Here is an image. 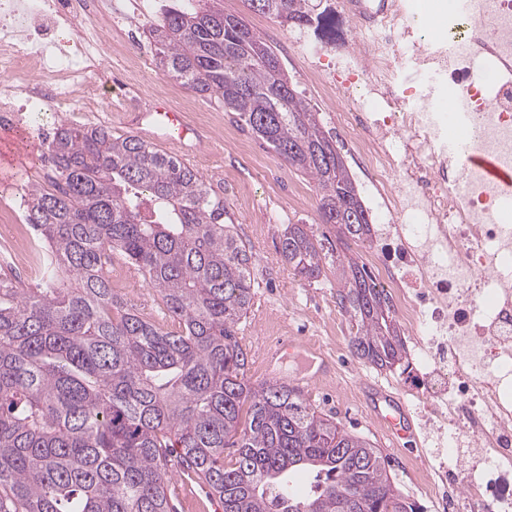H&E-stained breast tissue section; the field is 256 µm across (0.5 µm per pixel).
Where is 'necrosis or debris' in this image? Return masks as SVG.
<instances>
[{
	"label": "necrosis or debris",
	"instance_id": "obj_1",
	"mask_svg": "<svg viewBox=\"0 0 512 512\" xmlns=\"http://www.w3.org/2000/svg\"><path fill=\"white\" fill-rule=\"evenodd\" d=\"M168 0H0V125L24 112L99 111L98 86L134 27ZM355 39L342 55L308 31L294 55L338 106L340 140L371 200L364 250L413 343L414 393L446 457L424 493L458 512H512V0H456L438 38L405 0H336ZM415 66L421 83L400 75Z\"/></svg>",
	"mask_w": 512,
	"mask_h": 512
}]
</instances>
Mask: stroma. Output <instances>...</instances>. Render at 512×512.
Wrapping results in <instances>:
<instances>
[{"label": "stroma", "mask_w": 512, "mask_h": 512, "mask_svg": "<svg viewBox=\"0 0 512 512\" xmlns=\"http://www.w3.org/2000/svg\"><path fill=\"white\" fill-rule=\"evenodd\" d=\"M224 10L244 17L275 47L293 85L316 107L324 127H331L332 108L322 104L317 85L307 79L301 63L290 53L288 26L249 11L243 0H224ZM122 66V59H113L99 92L104 109L89 113L84 123L104 124L113 133H132L144 139L148 136L147 127L140 124L138 114L155 111L162 103L181 113L192 135L185 147L177 148V155L198 169L215 190L223 192L239 236L255 253V306L245 326L246 345L251 352L248 378L255 384L282 380L300 368L289 355L266 364L258 352L262 346L275 349L295 339L324 353L333 361L335 372L312 386L309 396L346 430L381 448L395 484L419 512H440L421 488L422 467L425 458L432 456V447L426 443L416 450L384 447L380 427L360 398L362 381L394 386L405 399L416 430H423L425 422L407 374L399 369H378L351 353L349 326L336 307L333 270H326L315 281H302L280 258V236L287 225L318 222L316 189L311 180L289 170L274 152L260 146L242 123L225 112L219 100L199 96L154 66L149 67L140 83L129 84ZM58 122L50 112H33L21 121L13 135L27 146L23 159H16L8 147L0 145V197L9 198L16 188L28 187L38 179L43 171L41 158L47 150L46 131ZM118 294L147 320L164 322L162 300L147 289L141 275H127Z\"/></svg>", "instance_id": "obj_1"}]
</instances>
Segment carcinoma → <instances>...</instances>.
Masks as SVG:
<instances>
[{"label":"carcinoma","mask_w":512,"mask_h":512,"mask_svg":"<svg viewBox=\"0 0 512 512\" xmlns=\"http://www.w3.org/2000/svg\"><path fill=\"white\" fill-rule=\"evenodd\" d=\"M304 28L309 0H246ZM162 73L224 103L310 179L320 223L290 224L282 262L311 282L336 267L349 348L405 365L403 331L361 262L372 219L320 113L288 90L273 48L224 0H177L148 30ZM24 221L48 260L36 287L0 275V512H171L170 449L224 512H417L379 449L284 381L253 384L242 324L253 307L252 247L224 197L192 166L134 134L59 123L47 135ZM118 254L177 326L128 306L109 278ZM233 449L230 461L224 449ZM313 475L308 495L286 479Z\"/></svg>","instance_id":"carcinoma-1"}]
</instances>
